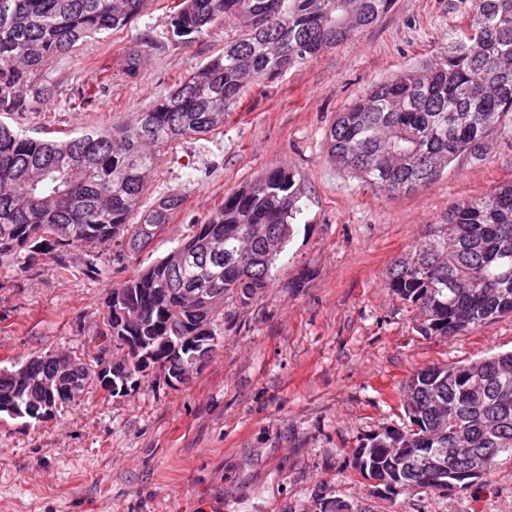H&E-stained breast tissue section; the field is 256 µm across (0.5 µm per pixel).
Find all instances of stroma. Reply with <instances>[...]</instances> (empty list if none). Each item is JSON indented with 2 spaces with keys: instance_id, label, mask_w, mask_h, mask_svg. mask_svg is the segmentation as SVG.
<instances>
[{
  "instance_id": "1",
  "label": "stroma",
  "mask_w": 512,
  "mask_h": 512,
  "mask_svg": "<svg viewBox=\"0 0 512 512\" xmlns=\"http://www.w3.org/2000/svg\"><path fill=\"white\" fill-rule=\"evenodd\" d=\"M179 0H150L126 28L53 59L42 82L61 95L0 113L24 134L62 138L131 121L237 34L217 24L190 43L169 34ZM468 0H393L373 26L279 76L248 83L222 130L180 141L150 175L151 206L178 193L166 235L140 253L168 254L226 192L284 167L303 211L274 277L248 303L225 299L219 344L184 382L155 372L121 396L90 384L44 420L0 416V512H312L317 497L358 512H512V455L485 482L439 493L376 496L352 466L356 448L407 423L399 389L433 364L512 350V316L448 338L422 335L415 311L387 286L393 260L459 200L512 179V129L486 157L462 158L433 182L385 196L327 152L339 112L373 83L441 57L469 24ZM152 49L136 78L113 71L92 102L80 88L133 38ZM98 272L84 274L86 261ZM111 246L65 259L0 265V369L51 353L93 351L103 301L122 280Z\"/></svg>"
}]
</instances>
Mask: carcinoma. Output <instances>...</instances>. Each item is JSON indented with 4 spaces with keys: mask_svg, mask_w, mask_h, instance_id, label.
<instances>
[{
    "mask_svg": "<svg viewBox=\"0 0 512 512\" xmlns=\"http://www.w3.org/2000/svg\"><path fill=\"white\" fill-rule=\"evenodd\" d=\"M148 0H0V112H28L51 94L36 77L54 58L87 39L123 29ZM392 0H181L171 38L187 43L229 20L240 28L224 51L121 127L67 140L23 136L0 123V258L57 256L85 243H111L119 264L165 233L181 197L142 207L146 176L180 140L224 127L244 80L269 79L340 45L372 26ZM468 29L439 61L371 85L338 113L327 136L340 168L377 194L406 193L432 182L451 162L483 159L488 141L512 124V0H469ZM148 41L135 40L119 66L138 74ZM295 174L275 167L228 192L178 243L187 258L166 255L114 283L104 302L109 320L97 334L96 363L109 337L147 340L149 371L194 363L216 335L224 297L243 303L267 287L300 212ZM135 223H130L131 217ZM388 288L415 307L424 336H463L512 315V180L453 205L390 265ZM207 289L202 311L183 310L181 290ZM208 331L198 337L201 325ZM170 336L173 345L150 342ZM83 383L55 396L59 405L85 391L93 370L71 357ZM19 380L0 370V403L29 411L38 381L51 372L41 357L26 361ZM409 424L367 438L353 468L388 494L439 489L465 476L470 459L512 454V351L460 365L414 372L400 391ZM439 448H457L446 474L429 466ZM319 512H353L340 500L317 498Z\"/></svg>",
    "mask_w": 512,
    "mask_h": 512,
    "instance_id": "carcinoma-1",
    "label": "carcinoma"
}]
</instances>
